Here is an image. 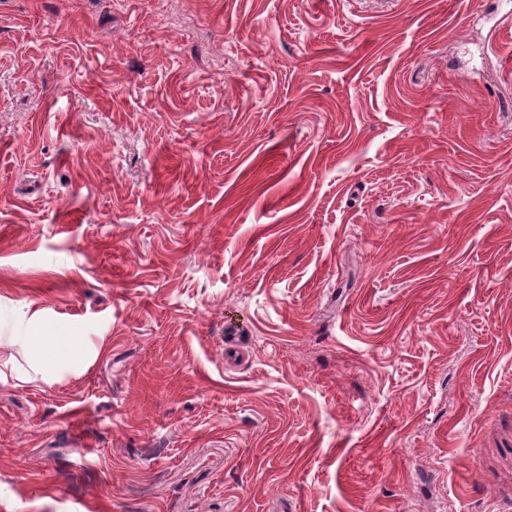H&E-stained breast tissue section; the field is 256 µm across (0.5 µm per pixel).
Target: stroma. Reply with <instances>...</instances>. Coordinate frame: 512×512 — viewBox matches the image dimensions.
Wrapping results in <instances>:
<instances>
[{"label":"stroma","mask_w":512,"mask_h":512,"mask_svg":"<svg viewBox=\"0 0 512 512\" xmlns=\"http://www.w3.org/2000/svg\"><path fill=\"white\" fill-rule=\"evenodd\" d=\"M0 512H512V0H0Z\"/></svg>","instance_id":"obj_1"}]
</instances>
